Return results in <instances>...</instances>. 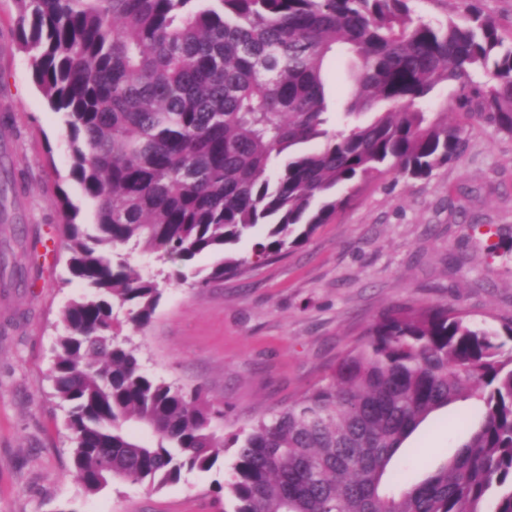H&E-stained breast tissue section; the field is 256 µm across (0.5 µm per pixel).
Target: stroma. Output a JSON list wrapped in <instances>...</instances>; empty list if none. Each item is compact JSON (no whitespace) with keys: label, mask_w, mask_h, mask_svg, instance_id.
I'll return each mask as SVG.
<instances>
[{"label":"stroma","mask_w":512,"mask_h":512,"mask_svg":"<svg viewBox=\"0 0 512 512\" xmlns=\"http://www.w3.org/2000/svg\"><path fill=\"white\" fill-rule=\"evenodd\" d=\"M435 23L475 7L512 36V0H414ZM14 0H0V171L23 190L8 196L0 250L23 283L0 271V512H224L217 487L231 451L208 471L183 472L156 490L117 480L87 493L73 463L67 408L50 372L65 327L61 312L87 288L67 268L56 205L67 193L78 222L95 207L71 176L63 113L35 85L16 44ZM148 326H126L144 372L191 389L223 409L221 435L249 428L328 374L368 325L399 305L461 303L477 324L512 318V137L469 131V148L426 179L387 175L362 185L351 202L304 245L244 276L204 287L160 280ZM478 419L475 400L431 415L390 469L417 480L445 462L461 438L460 417Z\"/></svg>","instance_id":"35a3bbf8"}]
</instances>
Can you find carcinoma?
Returning a JSON list of instances; mask_svg holds the SVG:
<instances>
[{"label":"carcinoma","instance_id":"carcinoma-1","mask_svg":"<svg viewBox=\"0 0 512 512\" xmlns=\"http://www.w3.org/2000/svg\"><path fill=\"white\" fill-rule=\"evenodd\" d=\"M412 2L15 0L17 45L66 114L72 174L96 209L90 233L58 198L69 272L90 292L62 312L50 374L86 491L115 479L161 489L232 448L224 512H512V351L500 341L512 323L478 326L453 304L395 309L326 382L226 441L202 387L149 376L120 338L116 309L141 328L162 290L111 260L118 250L157 255L177 281L204 253L220 258L198 283L239 275L305 244L364 183L431 177L467 151L468 129L512 136V43L497 22L473 10L423 22ZM341 56L355 70L337 110L325 68ZM448 81L452 119L427 111ZM461 399L481 416L451 458L392 484L404 442Z\"/></svg>","mask_w":512,"mask_h":512}]
</instances>
